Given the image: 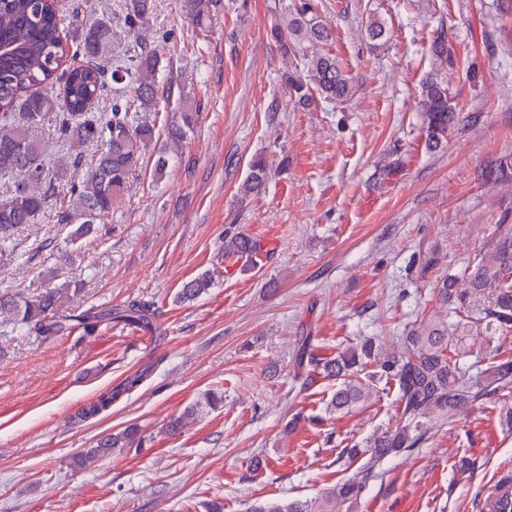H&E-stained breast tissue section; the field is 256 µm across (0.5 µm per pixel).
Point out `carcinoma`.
<instances>
[{
  "label": "carcinoma",
  "instance_id": "carcinoma-1",
  "mask_svg": "<svg viewBox=\"0 0 512 512\" xmlns=\"http://www.w3.org/2000/svg\"><path fill=\"white\" fill-rule=\"evenodd\" d=\"M206 0H186L188 14L204 33L211 31V19L204 11ZM125 19L134 29L152 11V0H125ZM64 18L48 0H0V175H17L8 197L0 200V261L16 258L15 233L31 224L43 211L49 197L59 188L67 190L70 205L58 220L70 224L81 220L75 230L81 237L94 230V224L112 213L123 197L130 178L143 165L147 147L155 137L154 126L141 116L170 110L166 147L162 148L155 172L162 174L170 160L181 155L188 134L194 129L198 112L191 96L179 92L173 97V82L161 66L160 56L150 44L124 59L114 47L110 22L98 19L77 30L71 39L63 36ZM291 60V71L284 74L290 97L302 107L315 102H344L351 98L353 84L336 55L327 51L331 30L315 0H292L284 16L267 31ZM434 70L422 86L420 112L428 146L437 147L448 138L458 120L455 98L444 74L455 69L456 53L448 40L440 38L431 46ZM112 58V83L105 78L104 61ZM78 58L71 70L63 100L68 112L55 116L57 97L53 94L56 72L63 59ZM112 88L111 115L102 118L91 112L92 105ZM57 134L69 151L72 167L82 165L83 148L98 146L89 173L75 180L67 175H50L44 150L45 135ZM267 166L256 159L241 186L243 195L261 189ZM260 243L243 232H226L221 257L232 261L253 257ZM215 271L207 269L182 282L178 299L194 301L214 285ZM80 291L71 282L48 280L36 296L0 294V314L15 329L33 330L40 336L54 337L82 326L86 329L114 319L131 325L150 327L153 305L132 301L116 309H103L96 315L77 318L65 314L64 306ZM487 298L476 309L464 308L466 299ZM437 298L455 311L456 320H430L406 329L392 338V348L384 347L383 337L363 336L349 343L333 357L318 358L303 345L296 354L299 364L336 382V391L327 404L331 412L352 410L377 397L376 384L386 381L397 386L396 424L377 432L366 444L344 448L337 460L347 457L367 461L352 477L337 482L313 500L270 498L250 506L248 512H338L357 503L367 485L377 477V466L389 456L412 452L427 440L436 424L459 410L486 401L494 402L512 392V356H504L490 345L499 331L512 326V224L496 226L491 241L476 251L458 272L438 281ZM487 338L483 350L493 359L479 375H468L466 359L471 353L467 339ZM144 369L127 377L115 389H107L78 412L90 419L112 406L120 394L136 388L148 376ZM192 404L167 425L177 433L199 413ZM133 429L108 434L78 456L90 466L100 458L135 444Z\"/></svg>",
  "mask_w": 512,
  "mask_h": 512
}]
</instances>
